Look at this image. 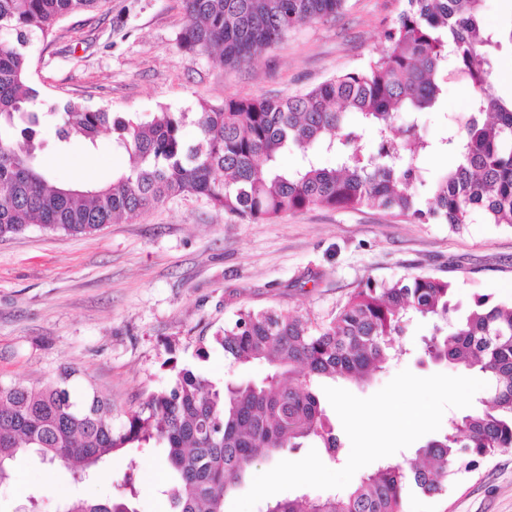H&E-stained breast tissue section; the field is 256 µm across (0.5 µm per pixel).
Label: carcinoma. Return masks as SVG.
Here are the masks:
<instances>
[{
    "instance_id": "1",
    "label": "carcinoma",
    "mask_w": 512,
    "mask_h": 512,
    "mask_svg": "<svg viewBox=\"0 0 512 512\" xmlns=\"http://www.w3.org/2000/svg\"><path fill=\"white\" fill-rule=\"evenodd\" d=\"M110 0H0V237L28 225L93 234L122 215L148 211L173 196H202L240 222L263 224L321 206L374 207L423 224L460 225L479 216L512 226V99L491 92L494 51L512 46V28L485 21V0H405L386 33V48L354 71L287 97L202 102L196 112L163 108L150 119L115 115L68 101L54 111L57 140L113 143L133 158L129 170L99 187L57 184L40 165L44 113L29 77L33 42L46 41L65 18L98 13ZM187 22L179 45L219 52L236 67L283 40L290 31L336 15L345 0H180ZM472 89L469 112L445 122L440 137L421 134L442 112L448 81ZM198 129L195 142L182 134ZM377 145L364 151L363 132ZM291 151L300 162L281 160ZM458 161L432 175L433 154ZM332 154L333 167L320 155ZM452 284L409 276L356 289L331 319L299 311L241 309L212 337L234 365L265 361L259 382L218 386L189 367L175 385L147 395L121 428L112 404L97 393L78 401L65 367L39 387L0 384V484L18 455L63 467L76 482L125 448H167L171 473L162 494L169 512H224L259 458L316 442L331 461L341 440L318 395L323 380L365 382L392 358L395 338L415 315L446 322L426 343L427 354L486 382L479 407L450 421L448 431L413 457L386 461L340 493L301 492L266 503L262 512H405L406 496H434L448 480L480 461L512 450V304L479 297L449 321ZM136 466L124 492L108 501L68 498L62 512H136Z\"/></svg>"
}]
</instances>
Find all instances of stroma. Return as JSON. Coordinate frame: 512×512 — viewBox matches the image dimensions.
<instances>
[{"label":"stroma","instance_id":"obj_1","mask_svg":"<svg viewBox=\"0 0 512 512\" xmlns=\"http://www.w3.org/2000/svg\"><path fill=\"white\" fill-rule=\"evenodd\" d=\"M404 0H346L335 18L299 27L250 62L228 68L181 49L186 18L177 0H112L106 13L64 20L31 47L30 79L46 111L42 166L60 183L100 185L127 169L125 152L103 132L94 150L56 146L51 106L73 100L148 118L198 102L288 96L363 67L386 46ZM451 281L459 313L475 296L512 301V226L482 219L457 227L420 224L380 209L313 207L265 224L234 222L203 197H175L92 235L32 224L0 238V383L37 386L60 367L78 374L75 393L95 387L112 403L114 424L152 392L170 389L176 367L215 384L263 379V362L229 366L222 349L199 359L202 339L233 323L239 309L275 306L331 318L365 281L404 276ZM432 320L417 318L401 338L404 356L371 382L345 383L366 398L402 370L458 375L430 360ZM139 469L137 512H167L159 493L169 468L164 448L117 455L91 480L18 457L0 486V512L36 499L59 512L68 497L105 500L122 489L129 459ZM407 512H512V451L458 477L443 494L409 495Z\"/></svg>","mask_w":512,"mask_h":512}]
</instances>
